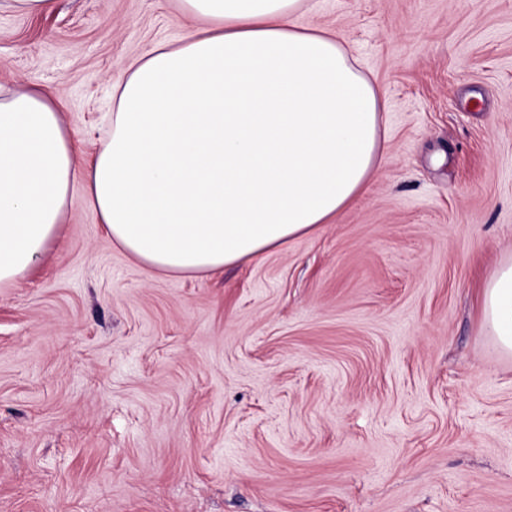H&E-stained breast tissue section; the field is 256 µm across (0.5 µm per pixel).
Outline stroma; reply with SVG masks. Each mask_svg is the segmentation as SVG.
<instances>
[{"label":"stroma","instance_id":"obj_1","mask_svg":"<svg viewBox=\"0 0 512 512\" xmlns=\"http://www.w3.org/2000/svg\"><path fill=\"white\" fill-rule=\"evenodd\" d=\"M386 91L385 159L288 250L171 278L74 194L0 291V512H512V357L478 289L512 258V0H305ZM172 0L0 9V84L85 151Z\"/></svg>","mask_w":512,"mask_h":512}]
</instances>
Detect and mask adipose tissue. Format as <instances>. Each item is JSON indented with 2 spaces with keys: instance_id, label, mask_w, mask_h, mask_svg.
I'll return each instance as SVG.
<instances>
[{
  "instance_id": "adipose-tissue-1",
  "label": "adipose tissue",
  "mask_w": 512,
  "mask_h": 512,
  "mask_svg": "<svg viewBox=\"0 0 512 512\" xmlns=\"http://www.w3.org/2000/svg\"><path fill=\"white\" fill-rule=\"evenodd\" d=\"M194 22L124 66L110 133L85 156L56 94L0 86V290L47 256L81 189L108 240L168 277L211 275L334 220L381 164L386 94L304 0H177ZM483 328L512 356V261Z\"/></svg>"
}]
</instances>
